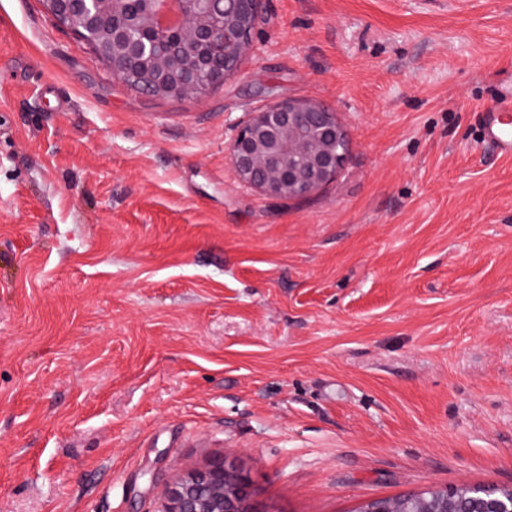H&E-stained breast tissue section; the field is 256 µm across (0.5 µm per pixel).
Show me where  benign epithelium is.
Masks as SVG:
<instances>
[{"mask_svg": "<svg viewBox=\"0 0 512 512\" xmlns=\"http://www.w3.org/2000/svg\"><path fill=\"white\" fill-rule=\"evenodd\" d=\"M47 14L115 78L152 97L204 98L253 50L263 0H41ZM349 152L336 112L284 100L253 113L229 157L237 180L277 198L309 196L336 180ZM164 512H256L247 476L217 458L178 478Z\"/></svg>", "mask_w": 512, "mask_h": 512, "instance_id": "benign-epithelium-1", "label": "benign epithelium"}]
</instances>
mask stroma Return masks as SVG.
I'll use <instances>...</instances> for the list:
<instances>
[{
  "instance_id": "1",
  "label": "stroma",
  "mask_w": 512,
  "mask_h": 512,
  "mask_svg": "<svg viewBox=\"0 0 512 512\" xmlns=\"http://www.w3.org/2000/svg\"><path fill=\"white\" fill-rule=\"evenodd\" d=\"M205 100L116 79L0 0V512H164L224 456L260 512L512 486V0H264ZM349 138L303 198L238 183L253 112ZM512 95L482 112L485 141L501 156H512Z\"/></svg>"
}]
</instances>
